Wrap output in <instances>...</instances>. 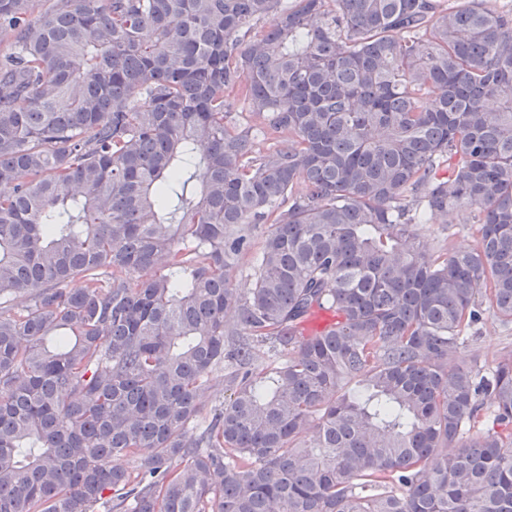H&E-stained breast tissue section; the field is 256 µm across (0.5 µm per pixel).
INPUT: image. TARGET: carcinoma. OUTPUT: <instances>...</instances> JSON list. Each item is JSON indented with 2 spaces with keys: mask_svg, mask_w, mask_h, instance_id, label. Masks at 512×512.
Returning a JSON list of instances; mask_svg holds the SVG:
<instances>
[{
  "mask_svg": "<svg viewBox=\"0 0 512 512\" xmlns=\"http://www.w3.org/2000/svg\"><path fill=\"white\" fill-rule=\"evenodd\" d=\"M0 44V512H512V349L457 358L512 324V12L0 0ZM466 216L465 212L450 210L434 224H420L417 231L438 246L445 245L452 250L470 248L475 244V237L472 224H465ZM478 329L479 336L461 357L471 363L472 356H478V364L488 371L506 346L512 348V325L503 326L492 316V312L487 311Z\"/></svg>",
  "mask_w": 512,
  "mask_h": 512,
  "instance_id": "cac0c4a2",
  "label": "carcinoma"
}]
</instances>
